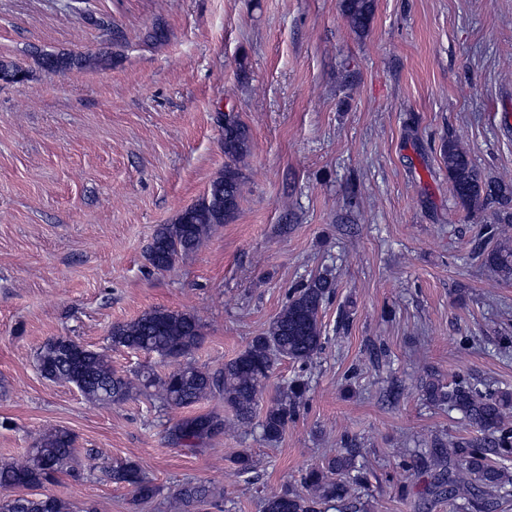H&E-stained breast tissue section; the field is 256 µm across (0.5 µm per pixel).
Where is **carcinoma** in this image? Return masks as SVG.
Listing matches in <instances>:
<instances>
[{
	"mask_svg": "<svg viewBox=\"0 0 512 512\" xmlns=\"http://www.w3.org/2000/svg\"><path fill=\"white\" fill-rule=\"evenodd\" d=\"M341 10L351 28L365 32L373 19L375 0H342ZM105 55L71 52L39 53L38 68L65 73L73 68L105 65ZM31 71L13 63L0 62V79L15 83L27 80ZM251 149L248 126L236 115L224 118V171L212 180L206 194L183 209L172 224L161 225L147 251V261L155 269H170L193 255L214 226L224 224L236 214L243 196L245 177L240 163ZM448 168V179L459 202L475 209L496 203L497 223L512 224V184L485 179L473 164L469 152L448 140L441 146ZM484 265L505 279L512 277V242L505 237L482 253ZM335 280L322 274L295 289L275 316L268 330L254 337L249 345L224 366L211 370L192 362L163 375L148 368L131 379L112 369L103 351L70 340L77 350L70 359L59 357L53 340L37 354L41 374L53 381L72 384L93 404H117L146 393L159 401L168 413L219 397L232 409L237 426L248 428L258 422L263 440L279 442L288 424L295 420L306 403L308 380L297 377L279 397L260 408L265 382L280 360L302 367L313 364L321 354L326 337L320 312L334 294ZM203 325L191 312L155 308L134 320L112 325L108 340L114 349L137 348L163 359L186 358L197 349ZM420 392L432 406L448 408L462 415L478 436L445 442L437 439L428 449L440 471L427 487L435 500L448 502L455 512L456 500L472 499L480 512H496L512 488V468L493 462L512 456V393L487 392L477 383L459 382L444 386L434 374L418 379ZM226 430L224 415L216 411L181 416L169 421L168 443L195 448ZM75 455V438L65 429L42 433L32 448L19 459L0 462V488L30 489L55 475L70 472ZM110 479L134 492V500H146L156 489L142 467L134 462L119 463L109 470ZM306 493L285 490L265 497L263 512H322L326 507L345 503L367 483L352 448H342L327 465L311 468L301 478ZM209 496L202 484L182 485L168 501V512H193L196 504ZM64 502L46 494H15L0 499V512H66Z\"/></svg>",
	"mask_w": 512,
	"mask_h": 512,
	"instance_id": "obj_1",
	"label": "carcinoma"
}]
</instances>
